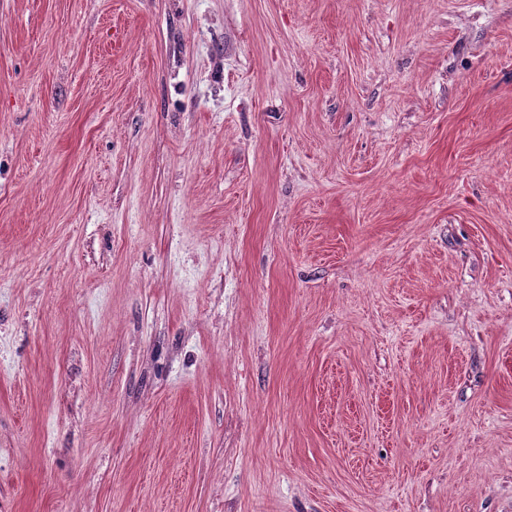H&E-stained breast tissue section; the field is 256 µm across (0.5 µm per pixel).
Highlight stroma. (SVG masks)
<instances>
[{
  "mask_svg": "<svg viewBox=\"0 0 512 512\" xmlns=\"http://www.w3.org/2000/svg\"><path fill=\"white\" fill-rule=\"evenodd\" d=\"M0 512H512V0H0Z\"/></svg>",
  "mask_w": 512,
  "mask_h": 512,
  "instance_id": "1",
  "label": "stroma"
}]
</instances>
